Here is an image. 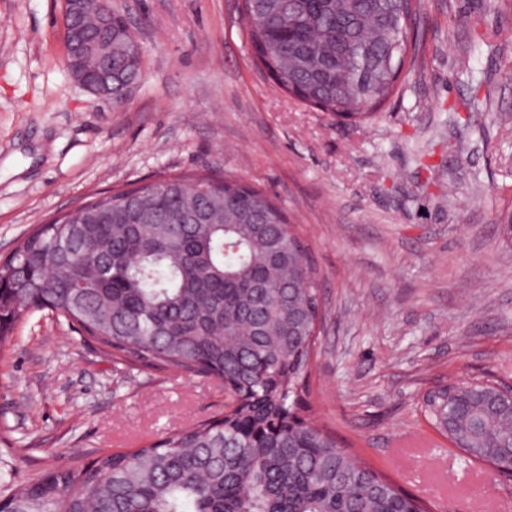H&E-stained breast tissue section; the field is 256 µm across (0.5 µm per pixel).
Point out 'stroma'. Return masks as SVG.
<instances>
[{
	"label": "stroma",
	"mask_w": 512,
	"mask_h": 512,
	"mask_svg": "<svg viewBox=\"0 0 512 512\" xmlns=\"http://www.w3.org/2000/svg\"><path fill=\"white\" fill-rule=\"evenodd\" d=\"M142 49L126 102L65 67L63 0H0V260L97 193L216 174L280 205L327 318L301 418L428 512H512V476L420 411L434 384H512V20L422 0L417 50L366 125L303 104L253 56L239 0H112ZM218 379L113 363L51 313L0 354L15 483L219 413Z\"/></svg>",
	"instance_id": "35a3bbf8"
}]
</instances>
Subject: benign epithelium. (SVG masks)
Masks as SVG:
<instances>
[{
    "instance_id": "7a95c632",
    "label": "benign epithelium",
    "mask_w": 512,
    "mask_h": 512,
    "mask_svg": "<svg viewBox=\"0 0 512 512\" xmlns=\"http://www.w3.org/2000/svg\"><path fill=\"white\" fill-rule=\"evenodd\" d=\"M88 0H64L61 30L66 42V65L74 80L87 92L109 100L117 99V90L129 91L123 78L100 67V58L110 54L122 35L112 23V9L99 13L100 34L96 38L76 34L80 20L87 13Z\"/></svg>"
}]
</instances>
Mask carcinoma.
Listing matches in <instances>:
<instances>
[{"label": "carcinoma", "mask_w": 512, "mask_h": 512, "mask_svg": "<svg viewBox=\"0 0 512 512\" xmlns=\"http://www.w3.org/2000/svg\"><path fill=\"white\" fill-rule=\"evenodd\" d=\"M420 0H245L250 44L277 86L369 121L394 93ZM112 67L139 70L112 52ZM49 310L117 363L224 381L221 416L15 486L18 512H423L296 414L324 320L307 249L262 191L171 175L37 226L0 263V350ZM425 418L494 469L512 397L470 380L429 392Z\"/></svg>", "instance_id": "obj_1"}]
</instances>
